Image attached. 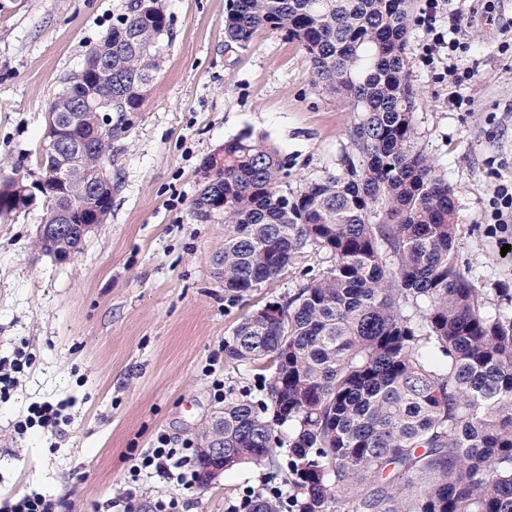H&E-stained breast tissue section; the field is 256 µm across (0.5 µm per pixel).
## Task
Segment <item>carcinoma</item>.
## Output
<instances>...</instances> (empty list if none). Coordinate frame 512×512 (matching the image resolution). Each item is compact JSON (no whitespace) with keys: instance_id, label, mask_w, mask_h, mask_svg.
<instances>
[{"instance_id":"carcinoma-1","label":"carcinoma","mask_w":512,"mask_h":512,"mask_svg":"<svg viewBox=\"0 0 512 512\" xmlns=\"http://www.w3.org/2000/svg\"><path fill=\"white\" fill-rule=\"evenodd\" d=\"M226 46L260 33L296 45L311 84L355 112L357 160L288 188V157L264 138L224 142L207 160L212 184L194 201L201 222L224 220L217 259L234 305L288 271L305 250L329 264L287 300L243 314L224 339L227 361L269 372L261 397L228 389L224 464H270L288 426L291 493L247 492L239 512H512V306L487 310L454 251V193L415 146V100L405 46L413 0H228ZM170 34L160 0H126L99 44L112 79H62L56 114L93 100L68 134L89 160L114 162L125 113L139 111ZM113 112L106 138L99 113ZM42 148L36 170L0 182V195L58 164ZM79 184L41 195L43 217L71 208Z\"/></svg>"}]
</instances>
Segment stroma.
<instances>
[{"label": "stroma", "mask_w": 512, "mask_h": 512, "mask_svg": "<svg viewBox=\"0 0 512 512\" xmlns=\"http://www.w3.org/2000/svg\"><path fill=\"white\" fill-rule=\"evenodd\" d=\"M162 4L170 37L149 95L114 144L106 223L61 261L34 246L43 201L0 218V358L20 347L34 357L0 400V500L35 491L56 499L57 512H122L115 502L139 453L163 434L175 448L197 444L222 415L216 381L258 391L253 373L224 357L245 309L228 308L217 274L223 224L192 216L205 162L249 134L287 155L293 189L343 165L354 114L340 97L314 91L295 44L264 33L229 51L227 0ZM123 5L0 0L1 174L35 169L61 78L81 68ZM437 25L461 28L467 48L425 60L428 35L413 22L406 57L416 144L454 191L459 265L492 310L512 302L501 294L512 289V223L490 218L497 188L512 183V0H495L489 12L481 0H451ZM452 65L469 80L454 83ZM326 261L302 254L257 288L253 303L285 300ZM45 400L64 405L58 430L16 434L14 423ZM268 479L266 467L247 462L188 487L144 474L135 502L174 498L178 512H229Z\"/></svg>", "instance_id": "35a3bbf8"}]
</instances>
